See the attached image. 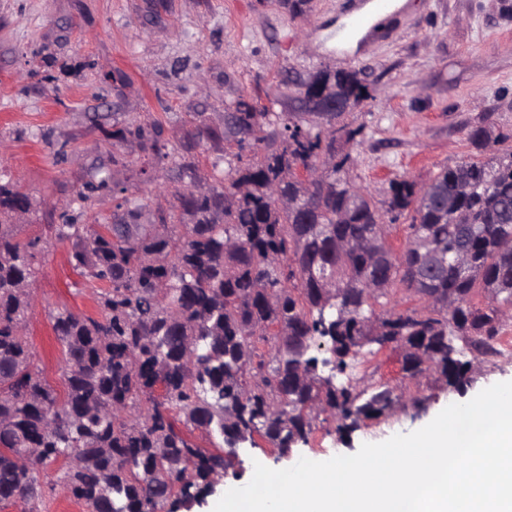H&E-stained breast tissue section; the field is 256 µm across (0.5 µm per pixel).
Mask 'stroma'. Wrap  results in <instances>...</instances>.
Returning <instances> with one entry per match:
<instances>
[{"mask_svg":"<svg viewBox=\"0 0 512 512\" xmlns=\"http://www.w3.org/2000/svg\"><path fill=\"white\" fill-rule=\"evenodd\" d=\"M361 5L312 0L307 15L294 16L281 0H0V174L32 202L25 234L46 232L51 209L68 205L82 223L111 217V194L78 201L101 176L138 184L137 145L122 147L124 164L112 163L114 124L153 115L179 156L189 113L223 127L226 107L242 95L266 111L293 113L301 83L322 70L359 72L368 88L342 121L357 132L344 146L357 182L376 201L386 200L391 180L423 186L443 167L512 149V0H402L378 25L336 44ZM475 126L487 129V146L468 140ZM98 291L73 269L67 245L45 249L27 336L36 368L55 389L63 387V361L50 315L65 308L98 316ZM360 360L363 385L395 390L386 416L346 434L335 422L316 423L308 444L281 459L256 438L240 450L235 474L192 512H212L229 489L249 483L255 464L284 469L303 457L352 455L512 381L511 353L486 358L461 394L430 375L406 377L397 346Z\"/></svg>","mask_w":512,"mask_h":512,"instance_id":"35a3bbf8","label":"stroma"}]
</instances>
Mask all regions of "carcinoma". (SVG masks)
<instances>
[{"mask_svg":"<svg viewBox=\"0 0 512 512\" xmlns=\"http://www.w3.org/2000/svg\"><path fill=\"white\" fill-rule=\"evenodd\" d=\"M303 88L347 109L369 96L356 71H323ZM227 111L224 131L196 112L185 132L189 147L228 143L216 182L167 151L159 120L115 124L112 140L138 141L150 166L169 164L190 185L145 222L138 192L103 176L86 189L112 193V223L77 224L64 211L50 226L74 267L104 285L99 316L51 314L62 393L34 370L26 336L48 241L21 236L30 199L0 182V503L43 501L39 468L56 464L55 483L85 512H178L213 492L233 466L222 448L244 433H263L283 456L308 443L322 414L344 431L390 411V388L340 380L382 336L404 346L409 377L432 372L456 391L497 353L512 319V150L449 165L425 187L393 180L382 209L356 183L351 155L336 152L358 131L264 112L247 95ZM317 166L325 179L307 186L295 173ZM406 215L396 256L386 229ZM396 284L459 306L377 314ZM478 289L483 308L472 304ZM195 430L216 450L195 444Z\"/></svg>","mask_w":512,"mask_h":512,"instance_id":"carcinoma-1","label":"carcinoma"}]
</instances>
